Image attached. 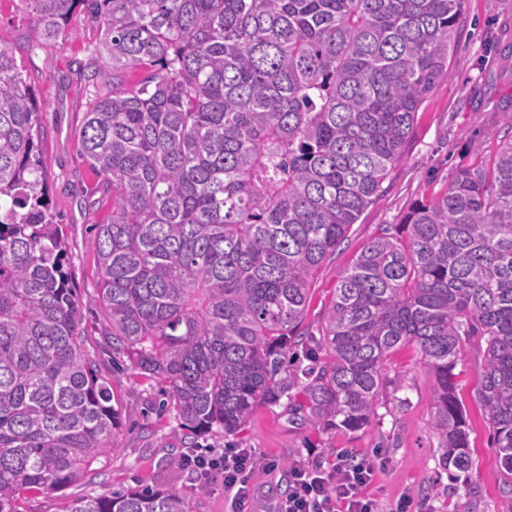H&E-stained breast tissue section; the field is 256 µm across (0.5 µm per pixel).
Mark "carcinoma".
Wrapping results in <instances>:
<instances>
[{
  "label": "carcinoma",
  "mask_w": 512,
  "mask_h": 512,
  "mask_svg": "<svg viewBox=\"0 0 512 512\" xmlns=\"http://www.w3.org/2000/svg\"><path fill=\"white\" fill-rule=\"evenodd\" d=\"M30 48L95 30L84 156L112 196L97 225L102 350L162 384L190 434L230 436L303 393L307 422L359 431L407 345L433 374L444 469L473 466L454 370L484 340L476 399L512 494V141L461 166L341 275L319 336L310 283L373 203L448 77L464 0H22ZM144 77L133 84L123 75ZM38 102L0 44V512L65 490L120 427L47 213ZM302 348L309 364L288 357ZM70 512H193L178 491Z\"/></svg>",
  "instance_id": "obj_1"
}]
</instances>
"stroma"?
I'll use <instances>...</instances> for the list:
<instances>
[{
    "instance_id": "35a3bbf8",
    "label": "stroma",
    "mask_w": 512,
    "mask_h": 512,
    "mask_svg": "<svg viewBox=\"0 0 512 512\" xmlns=\"http://www.w3.org/2000/svg\"><path fill=\"white\" fill-rule=\"evenodd\" d=\"M32 38L21 0H0V43L14 49L29 84L47 105L41 118L40 159L49 207L64 228L70 280L86 298L94 294L99 278L94 227L112 211L111 196L82 157L81 126L92 91L93 33L87 18L77 14L64 39L32 51ZM448 63L450 78L422 103L404 155L392 167L381 193L315 275L300 327L305 335H318L341 274L369 240L386 225L399 223L415 201L445 192L457 168L474 163L471 142H482V154L488 157L512 136V0H465L458 47ZM81 320L86 350L111 385L121 427L111 453L93 471L64 491L27 501V512H68L76 498L138 487L186 493L194 512H230L221 482L200 485L179 464L188 449L205 454L229 447L256 449L273 464L252 476L255 512H271L286 493L291 466H327L345 449L377 460L379 468L368 492L381 512H395L407 497L422 512H512V495L503 490V469L492 448L491 430L475 399L482 363L478 339L466 344L455 369L473 467L454 479L439 465L441 450L431 427L429 401L434 378L415 347H404L387 361L385 374L400 379L402 388L384 391L375 420L363 430L322 432L283 403L258 407L235 435L208 433L191 440L174 410L156 413L159 380L141 375L130 364L114 370L111 354L101 353L103 309L83 305ZM396 396L404 399L402 408H395Z\"/></svg>"
}]
</instances>
